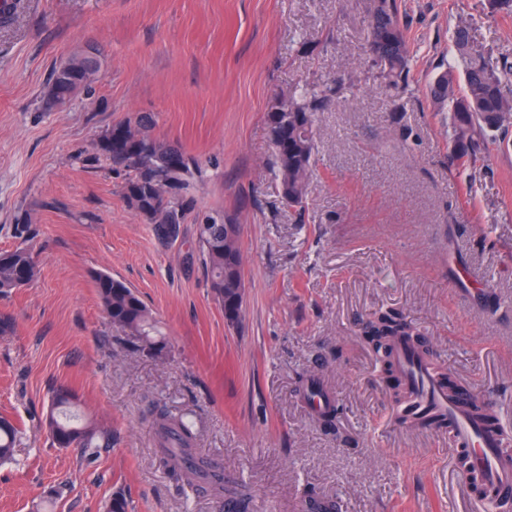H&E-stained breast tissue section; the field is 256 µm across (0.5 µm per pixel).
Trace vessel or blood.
I'll return each mask as SVG.
<instances>
[{
  "instance_id": "1",
  "label": "vessel or blood",
  "mask_w": 512,
  "mask_h": 512,
  "mask_svg": "<svg viewBox=\"0 0 512 512\" xmlns=\"http://www.w3.org/2000/svg\"><path fill=\"white\" fill-rule=\"evenodd\" d=\"M396 360L407 387L432 412L448 418L453 425L456 447L468 449L471 463L483 482L498 493L512 492V456L505 454L508 445L502 433L488 429L469 415L459 397L449 396L446 389L432 379L425 359L405 345H397Z\"/></svg>"
}]
</instances>
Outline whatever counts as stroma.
Here are the masks:
<instances>
[{
	"label": "stroma",
	"mask_w": 512,
	"mask_h": 512,
	"mask_svg": "<svg viewBox=\"0 0 512 512\" xmlns=\"http://www.w3.org/2000/svg\"><path fill=\"white\" fill-rule=\"evenodd\" d=\"M365 0H19L0 22V252L25 245L40 268L0 296V415L22 431L0 463V512H224L174 480L152 425L192 423L197 455L219 460L250 512H485L447 430L402 418V389L362 333L400 311L430 361L487 396L512 435V149L464 172L448 164V115L429 84L460 68L465 24L490 65L512 60V17L485 0H398L413 83L393 95L366 43ZM93 46L102 74L64 104L59 59ZM344 77V102L316 115L304 218L281 208L267 112L302 81ZM149 114L153 134L203 165L195 211L239 224L245 298L226 322L193 222L158 235L126 204L123 171L97 144ZM18 224L37 235L21 241ZM106 272L156 314L167 347L112 326L95 288ZM329 394L325 425L308 388ZM112 433L87 461L45 426L52 390Z\"/></svg>",
	"instance_id": "1"
}]
</instances>
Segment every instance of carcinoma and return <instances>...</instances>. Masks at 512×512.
I'll list each match as a JSON object with an SVG mask.
<instances>
[{
    "instance_id": "1",
    "label": "carcinoma",
    "mask_w": 512,
    "mask_h": 512,
    "mask_svg": "<svg viewBox=\"0 0 512 512\" xmlns=\"http://www.w3.org/2000/svg\"><path fill=\"white\" fill-rule=\"evenodd\" d=\"M366 40L373 59L389 88L400 93L409 87L412 51L399 19L398 0H367ZM453 43L464 62L462 77L452 68L439 72L429 86L437 106L448 107V139L452 163L463 171L483 153L488 144L499 149L512 147V61L489 65L482 46L472 40L468 27L455 28ZM343 80L322 86L304 83L286 96L275 98L267 113L270 127L278 134L273 159L283 207L303 216L309 196V179L315 164L317 144L315 115L340 98ZM154 118L142 115L135 122L112 127L101 139L100 150L117 165L134 154L138 162L126 168L123 197L155 231L176 235L174 224L185 223L193 208L187 196L196 161L152 134ZM231 220L216 216L208 235L196 237L202 264L215 299L224 307V317L239 323L244 303V276L239 239L228 237L224 225ZM39 269L26 247L0 252V295L31 284ZM100 304L126 335L150 350L162 351L166 342L158 320L124 282L99 272L95 276ZM372 342L382 353L385 370L400 377L392 358L393 347L404 343L419 348L414 333L398 311L381 314L372 326ZM71 397L59 390L51 393L52 411L47 427L53 442L65 438V446L76 444L95 455L109 446V439L70 412ZM161 461L170 475L188 484L204 483L217 497L224 496V465L196 456L195 433L190 422L161 415L156 419ZM19 429L12 420L0 417V462L12 460Z\"/></svg>"
}]
</instances>
